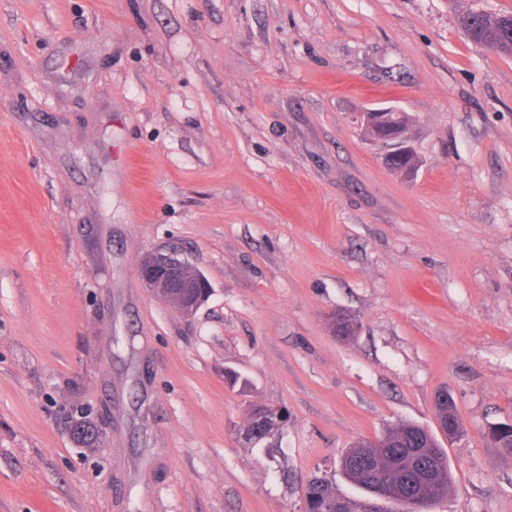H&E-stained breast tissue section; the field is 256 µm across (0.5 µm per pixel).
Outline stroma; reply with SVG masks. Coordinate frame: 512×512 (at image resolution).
Returning a JSON list of instances; mask_svg holds the SVG:
<instances>
[{"instance_id": "obj_1", "label": "stroma", "mask_w": 512, "mask_h": 512, "mask_svg": "<svg viewBox=\"0 0 512 512\" xmlns=\"http://www.w3.org/2000/svg\"><path fill=\"white\" fill-rule=\"evenodd\" d=\"M471 11L512 0H0V512H302L442 390L431 512H512V54ZM377 103L414 178L356 120ZM149 250L206 277L192 318ZM255 405L289 413L264 448ZM461 25L474 42L512 54V14L472 11L462 17ZM357 120L370 136V141L391 143L393 150L386 156L387 163L395 161L402 174L414 177L420 162L405 137L409 123L408 115L393 106H388L360 112ZM139 271L149 294L172 305L184 318L192 317L210 293L205 276L175 252L145 253Z\"/></svg>"}]
</instances>
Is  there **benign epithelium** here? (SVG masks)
Returning a JSON list of instances; mask_svg holds the SVG:
<instances>
[{"label":"benign epithelium","instance_id":"7a95c632","mask_svg":"<svg viewBox=\"0 0 512 512\" xmlns=\"http://www.w3.org/2000/svg\"><path fill=\"white\" fill-rule=\"evenodd\" d=\"M357 120L372 142L389 143L393 150L386 161H395L400 172L413 177L419 167L413 148L405 137L409 117L393 107L373 108L359 113ZM140 277L151 296L172 305L184 318L192 317L206 301L210 288L205 276L178 254L171 251H151L140 261ZM405 505L409 512H426L429 506L425 490L408 496L392 484L375 487L368 502L369 512H393L390 506Z\"/></svg>","mask_w":512,"mask_h":512}]
</instances>
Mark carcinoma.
<instances>
[{
  "label": "carcinoma",
  "mask_w": 512,
  "mask_h": 512,
  "mask_svg": "<svg viewBox=\"0 0 512 512\" xmlns=\"http://www.w3.org/2000/svg\"><path fill=\"white\" fill-rule=\"evenodd\" d=\"M461 25L476 43L512 54V14H489L472 11L462 17ZM251 414L254 420L253 438L261 439L267 432L263 421L285 425L288 411L281 407L255 406ZM79 442L92 446L99 433L88 428V422L74 425ZM432 439L429 429L413 422H400L391 427L379 440L380 447L366 448L358 443L346 450L339 461L340 471L346 481L364 493L359 499L347 497L336 487V472L323 469L309 479L306 494L310 503L308 512H332L336 500L344 502L343 512H365L369 489L377 482H394L399 472L412 468H424L436 474L435 500L448 496L452 487V475L448 456L442 448H427Z\"/></svg>",
  "instance_id": "carcinoma-1"
}]
</instances>
